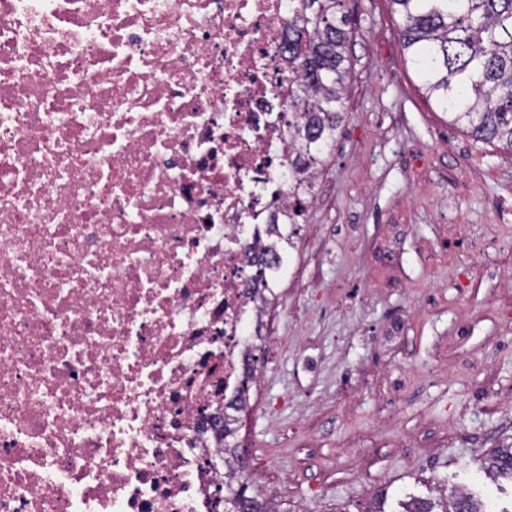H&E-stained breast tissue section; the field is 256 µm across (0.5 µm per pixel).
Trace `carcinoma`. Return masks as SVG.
<instances>
[{
    "instance_id": "1",
    "label": "carcinoma",
    "mask_w": 512,
    "mask_h": 512,
    "mask_svg": "<svg viewBox=\"0 0 512 512\" xmlns=\"http://www.w3.org/2000/svg\"><path fill=\"white\" fill-rule=\"evenodd\" d=\"M302 13L288 26L292 70L300 82L288 99V136L295 165L311 179L294 186L296 207L289 222L272 224L277 244L294 247L293 238L346 118L349 78V16L344 0H300ZM401 20L403 49L422 79V89L449 122L466 128L476 140L497 142L512 153V0H390ZM479 471L491 483L512 482V444L493 448L479 459ZM239 483L229 499L230 512H280L262 493ZM430 494L372 498L363 512H488L477 495L442 493L441 481Z\"/></svg>"
}]
</instances>
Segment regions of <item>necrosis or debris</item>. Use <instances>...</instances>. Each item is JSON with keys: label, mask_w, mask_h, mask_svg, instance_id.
I'll use <instances>...</instances> for the list:
<instances>
[{"label": "necrosis or debris", "mask_w": 512, "mask_h": 512, "mask_svg": "<svg viewBox=\"0 0 512 512\" xmlns=\"http://www.w3.org/2000/svg\"><path fill=\"white\" fill-rule=\"evenodd\" d=\"M299 0H0V512H224Z\"/></svg>", "instance_id": "1"}]
</instances>
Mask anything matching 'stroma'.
<instances>
[{
  "mask_svg": "<svg viewBox=\"0 0 512 512\" xmlns=\"http://www.w3.org/2000/svg\"><path fill=\"white\" fill-rule=\"evenodd\" d=\"M347 117L261 324L236 440L282 512H360L413 475L497 503L512 443V155L428 100L389 0H345ZM478 462L479 471L491 483L500 489V480H508L512 485V444L491 449L487 456L480 458Z\"/></svg>",
  "mask_w": 512,
  "mask_h": 512,
  "instance_id": "1",
  "label": "stroma"
}]
</instances>
